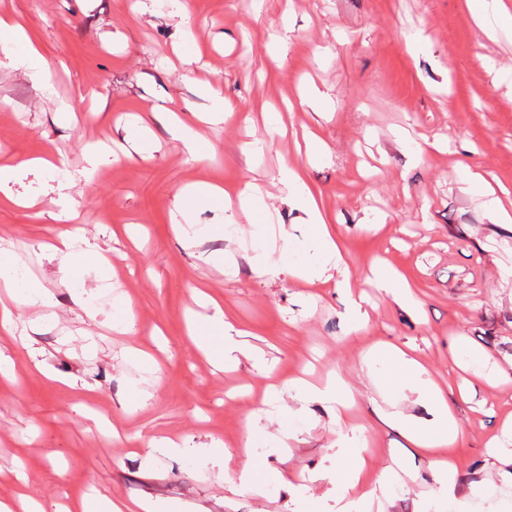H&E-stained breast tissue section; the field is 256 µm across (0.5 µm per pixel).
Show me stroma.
I'll return each instance as SVG.
<instances>
[{"label": "stroma", "instance_id": "1", "mask_svg": "<svg viewBox=\"0 0 512 512\" xmlns=\"http://www.w3.org/2000/svg\"><path fill=\"white\" fill-rule=\"evenodd\" d=\"M0 0L42 53L39 79L0 69V156L48 152L64 165L25 171L11 187L29 207L0 204V255L41 282L51 306L21 309L16 332H0L15 371L0 375V500L26 471L47 512L88 487L133 504L160 499L181 512H334L337 471L357 449L376 481L397 475L385 501L355 512H438L436 459L460 475L500 485L512 512V443L488 442L512 419V224H497L481 187L460 168H479L512 189V36L487 37L464 0ZM217 82L232 114L200 122L207 99L182 79L184 59ZM323 94L320 108L304 105ZM76 108L67 118L59 100ZM174 111L212 151L191 160L167 120ZM150 115L149 133L135 122ZM252 125H245V118ZM324 152L306 159L303 129ZM107 150L85 173L84 145ZM302 165L336 230L345 266L331 284L288 276L315 262L304 246L308 217L278 202L285 237L264 239L265 205L237 216L226 234L178 236L181 189L195 181L271 187L281 162ZM66 184L58 205L53 188ZM78 212L93 253L109 254L111 288L93 258L82 279H64L49 248ZM267 250L273 279L252 270ZM233 253L235 275L214 263ZM409 282V306L376 288L377 263ZM349 280L368 312L354 326L336 283ZM217 298L224 319L273 362L271 375L239 356L215 368L197 349ZM95 310L88 318L87 310ZM133 314L136 332L113 330ZM384 345L412 352L440 386L464 430L454 447L412 445L389 413L439 426L416 395L395 386L394 366L373 358ZM342 378L355 404V435L337 440L328 406L280 394L252 439L246 484L192 455L147 454L143 440L182 439L235 448L245 418L269 384L301 376Z\"/></svg>", "mask_w": 512, "mask_h": 512}]
</instances>
